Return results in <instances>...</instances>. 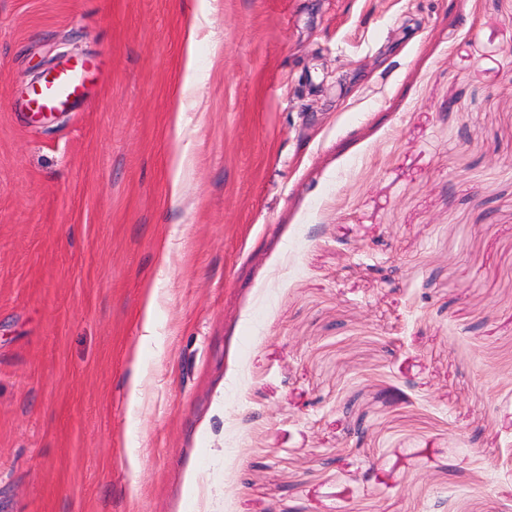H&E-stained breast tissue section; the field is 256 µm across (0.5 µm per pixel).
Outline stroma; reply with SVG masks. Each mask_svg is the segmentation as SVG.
I'll list each match as a JSON object with an SVG mask.
<instances>
[{
	"label": "stroma",
	"mask_w": 512,
	"mask_h": 512,
	"mask_svg": "<svg viewBox=\"0 0 512 512\" xmlns=\"http://www.w3.org/2000/svg\"><path fill=\"white\" fill-rule=\"evenodd\" d=\"M0 512H512V0H0ZM95 68L92 60H78L67 69L58 71L38 88L30 100L37 110L64 111L81 95L86 77Z\"/></svg>",
	"instance_id": "stroma-1"
}]
</instances>
